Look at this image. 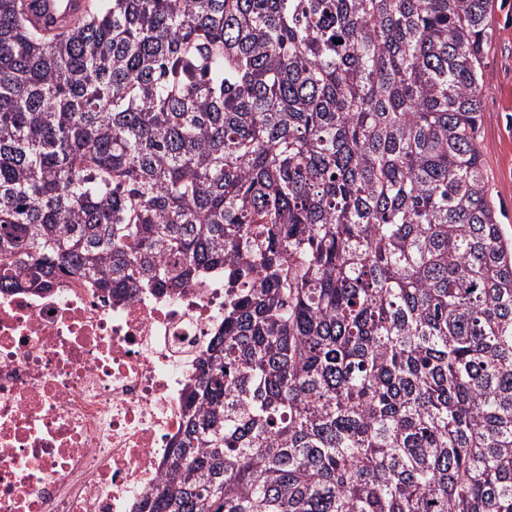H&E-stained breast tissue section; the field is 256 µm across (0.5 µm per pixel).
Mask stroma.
Instances as JSON below:
<instances>
[{
  "mask_svg": "<svg viewBox=\"0 0 512 512\" xmlns=\"http://www.w3.org/2000/svg\"><path fill=\"white\" fill-rule=\"evenodd\" d=\"M486 24L479 146L488 195L512 239V0H492Z\"/></svg>",
  "mask_w": 512,
  "mask_h": 512,
  "instance_id": "stroma-1",
  "label": "stroma"
}]
</instances>
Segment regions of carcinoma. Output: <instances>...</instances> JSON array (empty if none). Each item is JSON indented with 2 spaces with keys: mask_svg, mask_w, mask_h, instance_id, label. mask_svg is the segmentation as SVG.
<instances>
[{
  "mask_svg": "<svg viewBox=\"0 0 512 512\" xmlns=\"http://www.w3.org/2000/svg\"><path fill=\"white\" fill-rule=\"evenodd\" d=\"M0 0V290L224 277L136 512H512L488 0ZM37 15L33 16L34 21L40 24L44 23L47 17H56L59 19L62 9V4H68L69 7L76 6L79 9L83 8L88 3L87 0H38L37 2Z\"/></svg>",
  "mask_w": 512,
  "mask_h": 512,
  "instance_id": "cac0c4a2",
  "label": "carcinoma"
}]
</instances>
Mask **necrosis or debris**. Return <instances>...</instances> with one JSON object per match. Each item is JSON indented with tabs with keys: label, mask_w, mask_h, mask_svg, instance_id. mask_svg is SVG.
<instances>
[{
	"label": "necrosis or debris",
	"mask_w": 512,
	"mask_h": 512,
	"mask_svg": "<svg viewBox=\"0 0 512 512\" xmlns=\"http://www.w3.org/2000/svg\"><path fill=\"white\" fill-rule=\"evenodd\" d=\"M224 281L115 302L89 278L0 292V512H134L167 471Z\"/></svg>",
	"instance_id": "necrosis-or-debris-1"
}]
</instances>
